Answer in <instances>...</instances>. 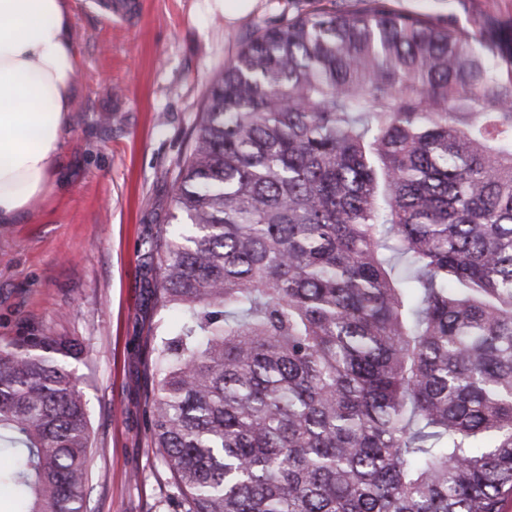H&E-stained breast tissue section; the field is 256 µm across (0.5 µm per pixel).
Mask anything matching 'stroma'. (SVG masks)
Segmentation results:
<instances>
[{
	"mask_svg": "<svg viewBox=\"0 0 512 512\" xmlns=\"http://www.w3.org/2000/svg\"><path fill=\"white\" fill-rule=\"evenodd\" d=\"M72 0L82 93L67 184L22 224L0 226V341L77 339L93 425L88 512H169L173 490L143 415L132 338L159 316L143 240L174 212L171 172L210 84L255 25L312 0H256L229 20L214 0ZM138 480H131V473Z\"/></svg>",
	"mask_w": 512,
	"mask_h": 512,
	"instance_id": "obj_1",
	"label": "stroma"
}]
</instances>
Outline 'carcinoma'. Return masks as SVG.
Returning <instances> with one entry per match:
<instances>
[{
  "label": "carcinoma",
  "instance_id": "obj_1",
  "mask_svg": "<svg viewBox=\"0 0 512 512\" xmlns=\"http://www.w3.org/2000/svg\"><path fill=\"white\" fill-rule=\"evenodd\" d=\"M317 2L240 38L144 241L173 512H502L512 15ZM81 354L0 343L15 512H87Z\"/></svg>",
  "mask_w": 512,
  "mask_h": 512
}]
</instances>
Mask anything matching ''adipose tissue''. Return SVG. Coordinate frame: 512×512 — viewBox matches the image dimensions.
<instances>
[{"mask_svg": "<svg viewBox=\"0 0 512 512\" xmlns=\"http://www.w3.org/2000/svg\"><path fill=\"white\" fill-rule=\"evenodd\" d=\"M70 0H0V224L55 190L81 93Z\"/></svg>", "mask_w": 512, "mask_h": 512, "instance_id": "obj_1", "label": "adipose tissue"}]
</instances>
